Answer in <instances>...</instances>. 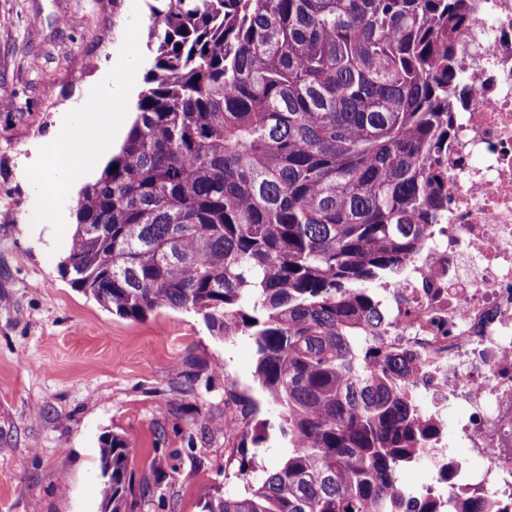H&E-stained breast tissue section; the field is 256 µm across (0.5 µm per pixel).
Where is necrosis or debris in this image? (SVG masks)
I'll use <instances>...</instances> for the list:
<instances>
[{
  "mask_svg": "<svg viewBox=\"0 0 512 512\" xmlns=\"http://www.w3.org/2000/svg\"><path fill=\"white\" fill-rule=\"evenodd\" d=\"M471 27L448 213L377 290L383 346L418 353L409 380L434 422L422 455L429 479L409 512L425 501L447 512L465 489L512 500V0H488Z\"/></svg>",
  "mask_w": 512,
  "mask_h": 512,
  "instance_id": "4bbe7bcc",
  "label": "necrosis or debris"
}]
</instances>
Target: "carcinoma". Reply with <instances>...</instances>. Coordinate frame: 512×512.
<instances>
[{
  "label": "carcinoma",
  "mask_w": 512,
  "mask_h": 512,
  "mask_svg": "<svg viewBox=\"0 0 512 512\" xmlns=\"http://www.w3.org/2000/svg\"><path fill=\"white\" fill-rule=\"evenodd\" d=\"M482 0H150L155 57L61 263L111 312L246 336L279 466L203 512H405L429 424L369 288L448 210L451 106ZM132 448H100V512H133ZM448 512H509L469 494Z\"/></svg>",
  "instance_id": "obj_1"
}]
</instances>
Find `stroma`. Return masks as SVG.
<instances>
[{"mask_svg":"<svg viewBox=\"0 0 512 512\" xmlns=\"http://www.w3.org/2000/svg\"><path fill=\"white\" fill-rule=\"evenodd\" d=\"M148 32L146 0H0V512H100L99 448L113 435L134 449L136 512H202L283 455L247 337L187 312H109L60 271L74 224L49 236L29 223L54 131L110 86L133 112ZM223 414L235 431L215 428Z\"/></svg>","mask_w":512,"mask_h":512,"instance_id":"obj_1","label":"stroma"}]
</instances>
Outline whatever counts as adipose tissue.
I'll return each instance as SVG.
<instances>
[{
  "mask_svg": "<svg viewBox=\"0 0 512 512\" xmlns=\"http://www.w3.org/2000/svg\"><path fill=\"white\" fill-rule=\"evenodd\" d=\"M123 113L108 109L80 113L76 125L55 131L49 143L43 173L34 183L30 218L48 224L52 214L75 195L81 177L91 172L104 158L102 147L92 146L78 136L79 129L118 131Z\"/></svg>",
  "mask_w": 512,
  "mask_h": 512,
  "instance_id": "adipose-tissue-1",
  "label": "adipose tissue"
}]
</instances>
